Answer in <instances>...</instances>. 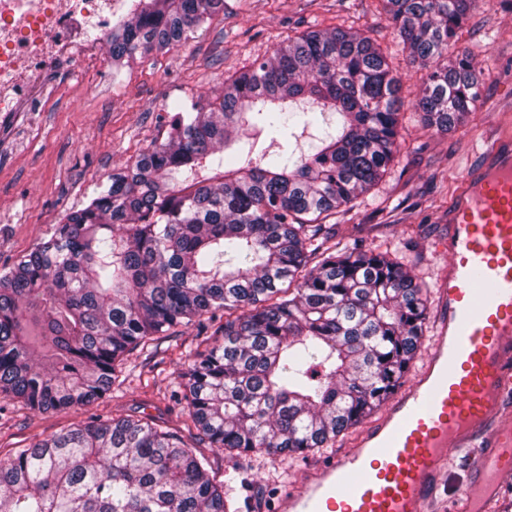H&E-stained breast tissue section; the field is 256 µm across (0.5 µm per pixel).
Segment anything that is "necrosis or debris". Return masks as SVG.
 <instances>
[{
	"label": "necrosis or debris",
	"instance_id": "obj_1",
	"mask_svg": "<svg viewBox=\"0 0 512 512\" xmlns=\"http://www.w3.org/2000/svg\"><path fill=\"white\" fill-rule=\"evenodd\" d=\"M118 0H0V113L39 98L48 64L95 69Z\"/></svg>",
	"mask_w": 512,
	"mask_h": 512
}]
</instances>
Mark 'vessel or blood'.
I'll list each match as a JSON object with an SVG mask.
<instances>
[{
	"label": "vessel or blood",
	"mask_w": 512,
	"mask_h": 512,
	"mask_svg": "<svg viewBox=\"0 0 512 512\" xmlns=\"http://www.w3.org/2000/svg\"><path fill=\"white\" fill-rule=\"evenodd\" d=\"M436 335L415 377L353 451L310 468L278 512H433L451 453L467 452L464 512H491L512 477V142L498 141L433 243Z\"/></svg>",
	"instance_id": "vessel-or-blood-1"
}]
</instances>
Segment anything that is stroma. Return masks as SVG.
<instances>
[{
    "mask_svg": "<svg viewBox=\"0 0 512 512\" xmlns=\"http://www.w3.org/2000/svg\"><path fill=\"white\" fill-rule=\"evenodd\" d=\"M354 29L381 45L402 81L403 138L395 164L374 192L328 224L334 242L397 250L419 280L435 285L444 258L432 243L448 231L443 216L465 170L500 135L512 133V0H481L462 42L484 73L482 96L455 128H426L413 102L423 71L410 62L379 0H224V11L196 27L181 46L139 53L100 69L49 72L48 103L0 118V271L49 238L83 208L120 167L167 136L169 106L222 94L227 77L262 60L307 28ZM221 320L176 327L152 346L130 354V380L102 403L39 413L0 396V456L65 432L93 418L127 415L157 423L193 441L185 414L172 399L187 354L219 336ZM349 429L335 449L286 459L233 460L208 453L213 473L248 471L236 486L238 512H273L277 495L299 485L307 468L349 450Z\"/></svg>",
    "mask_w": 512,
    "mask_h": 512,
    "instance_id": "1",
    "label": "stroma"
}]
</instances>
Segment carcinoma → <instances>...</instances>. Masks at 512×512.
Listing matches in <instances>:
<instances>
[{"mask_svg": "<svg viewBox=\"0 0 512 512\" xmlns=\"http://www.w3.org/2000/svg\"><path fill=\"white\" fill-rule=\"evenodd\" d=\"M381 2L427 70L424 126L454 128L483 86L461 45L479 0ZM222 10L139 0L112 27V60L177 46ZM400 92L369 36L312 29L175 113L165 140L0 273V394L35 412L93 405L129 352L219 315L221 339L188 354L173 394L187 428L234 458L335 447L401 385L428 315L403 262L325 231L390 173ZM208 466L152 418L92 420L1 460L0 512H231L247 477Z\"/></svg>", "mask_w": 512, "mask_h": 512, "instance_id": "cac0c4a2", "label": "carcinoma"}]
</instances>
